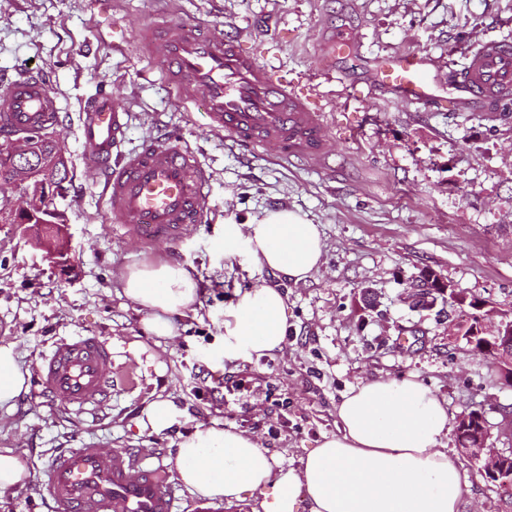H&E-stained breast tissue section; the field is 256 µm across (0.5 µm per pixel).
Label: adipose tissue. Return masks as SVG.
I'll return each mask as SVG.
<instances>
[{
	"label": "adipose tissue",
	"mask_w": 512,
	"mask_h": 512,
	"mask_svg": "<svg viewBox=\"0 0 512 512\" xmlns=\"http://www.w3.org/2000/svg\"><path fill=\"white\" fill-rule=\"evenodd\" d=\"M224 256L247 258L258 271L300 283L323 263L319 225L301 212L278 208L224 224ZM124 295L147 312L144 329L170 339L173 315L198 297L196 278L163 263L129 268ZM288 334L286 296L257 283L239 292L224 312V356L229 360L282 350ZM30 373L14 344H0V412H12L28 391ZM336 435L324 437L300 460L283 467L252 436L217 424L181 438L173 462L180 481L197 497L227 502L259 494L262 512H458L464 493L449 454L448 411L411 379L366 381L349 389L337 407Z\"/></svg>",
	"instance_id": "adipose-tissue-1"
}]
</instances>
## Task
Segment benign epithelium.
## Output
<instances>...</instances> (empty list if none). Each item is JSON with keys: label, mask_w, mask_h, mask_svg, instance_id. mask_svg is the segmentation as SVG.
<instances>
[{"label": "benign epithelium", "mask_w": 512, "mask_h": 512, "mask_svg": "<svg viewBox=\"0 0 512 512\" xmlns=\"http://www.w3.org/2000/svg\"><path fill=\"white\" fill-rule=\"evenodd\" d=\"M0 151L12 160V167L5 174L6 180L14 188L22 190L21 200L13 206L15 224L20 227L64 228L68 224L67 215L57 206V200L67 195L68 180L63 178V163L67 162V156L59 138L50 131L25 133L1 145ZM44 246L59 270L64 274L69 272L67 251L59 237L45 238ZM425 281L447 291L446 282L434 280V274L425 271L406 289L409 299L415 304L432 301L434 291L423 287ZM455 435L465 455L483 462L481 472L489 477L496 489L512 486V469L508 467L512 453L493 448L484 411L475 409L461 415Z\"/></svg>", "instance_id": "7a95c632"}]
</instances>
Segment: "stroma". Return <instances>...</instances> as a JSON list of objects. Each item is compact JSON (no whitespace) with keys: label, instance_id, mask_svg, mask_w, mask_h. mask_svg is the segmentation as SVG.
I'll use <instances>...</instances> for the list:
<instances>
[{"label":"stroma","instance_id":"35a3bbf8","mask_svg":"<svg viewBox=\"0 0 512 512\" xmlns=\"http://www.w3.org/2000/svg\"><path fill=\"white\" fill-rule=\"evenodd\" d=\"M166 20L242 33L244 48L331 116L328 157H282L273 145H242L212 131L198 107L172 90L138 50L143 27ZM353 30L363 64L335 57L331 36ZM512 41V0H0V90L22 69L46 72L61 108L72 183L61 206L71 275L38 245L39 230L0 223V344H15L28 369L63 336L93 333L112 346V369L135 367V386H115L105 412L66 410L32 395L0 414V448L25 460L23 487L0 490V512H48L37 481L50 456L82 445L149 448L171 463L181 437L218 423L254 437L284 467L338 429L336 407L351 386L412 379L448 406L450 423L483 409L495 448H512L502 410L512 387L466 352L445 303L417 311L404 299L424 269L457 291L512 313V117L478 108L440 111L404 103L371 78L372 62L408 47L440 74L459 69L475 38ZM107 93L129 112L125 149L164 132L179 135L212 172V213L179 249L121 239L108 224L102 188L91 180L78 114ZM285 206L321 225L324 262L307 282L285 280L288 336L281 351L224 357V310L262 275L224 257V219L243 221ZM176 262L199 283L176 335L142 330L144 312L121 293L126 268ZM146 347L156 366L130 345ZM223 386L213 389L212 382ZM182 412L161 434L138 426L153 401ZM465 483L459 512H498L478 463L457 451Z\"/></svg>","mask_w":512,"mask_h":512}]
</instances>
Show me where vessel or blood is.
<instances>
[{
    "mask_svg": "<svg viewBox=\"0 0 512 512\" xmlns=\"http://www.w3.org/2000/svg\"><path fill=\"white\" fill-rule=\"evenodd\" d=\"M138 49L173 90L200 104L208 124L236 141L275 143L287 158L316 160L331 147L325 115L293 84L247 52L240 36L165 21L143 29ZM466 67L442 82L423 52L405 49L375 62L377 81L411 105L447 98L451 108L489 109L512 101V43L474 42ZM61 118L45 77L25 74L0 91V136L48 128ZM128 114L111 97H94L81 114L83 152L104 184L109 220L124 236L184 243L211 212V172L174 139L122 153ZM112 348L89 334L55 341L41 357L34 392L81 412L112 398ZM41 485L51 512H178L167 465L143 449L95 446L58 452Z\"/></svg>",
    "mask_w": 512,
    "mask_h": 512,
    "instance_id": "vessel-or-blood-1",
    "label": "vessel or blood"
}]
</instances>
